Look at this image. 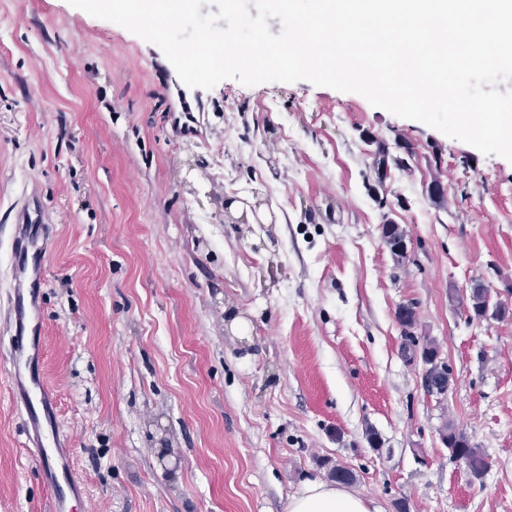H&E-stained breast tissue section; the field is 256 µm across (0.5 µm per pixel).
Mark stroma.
I'll return each mask as SVG.
<instances>
[{
    "mask_svg": "<svg viewBox=\"0 0 512 512\" xmlns=\"http://www.w3.org/2000/svg\"><path fill=\"white\" fill-rule=\"evenodd\" d=\"M172 70L68 0H0V305L29 196L50 227L43 371L88 490L75 512H286L330 461L381 512H512V316L468 299L480 282L512 307V162L306 80L228 79L184 106ZM381 144L415 148L382 187ZM228 198L247 223H225ZM430 340L444 396L414 356ZM446 423L484 451L481 477ZM24 442L0 386V512H50ZM470 309L474 316L483 317L490 312L492 317L504 318L509 316V310L505 305H491L488 289L482 284L476 283L469 293Z\"/></svg>",
    "mask_w": 512,
    "mask_h": 512,
    "instance_id": "stroma-1",
    "label": "stroma"
}]
</instances>
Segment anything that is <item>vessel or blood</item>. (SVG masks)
<instances>
[{
	"label": "vessel or blood",
	"mask_w": 512,
	"mask_h": 512,
	"mask_svg": "<svg viewBox=\"0 0 512 512\" xmlns=\"http://www.w3.org/2000/svg\"><path fill=\"white\" fill-rule=\"evenodd\" d=\"M48 234L40 214L24 212L15 231L11 257L17 268L29 266L31 257L41 254ZM31 280L16 279L7 296L5 322L11 334L6 363L12 399L26 424V446L40 467L44 486L50 492L52 512H71L72 504L87 498V490L68 459L57 425V409L45 382L37 353L41 328L30 323L29 315L39 297L43 281L41 267H34Z\"/></svg>",
	"instance_id": "1"
}]
</instances>
